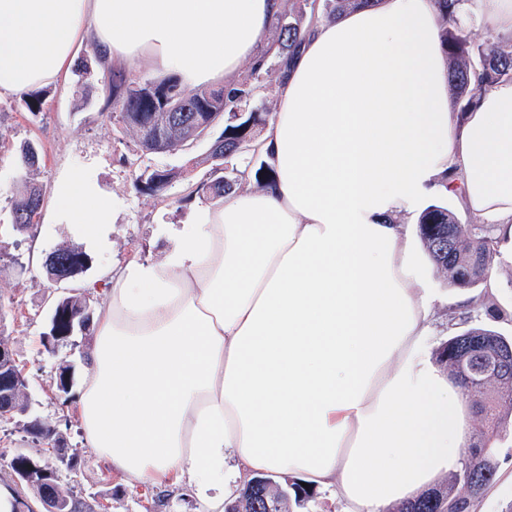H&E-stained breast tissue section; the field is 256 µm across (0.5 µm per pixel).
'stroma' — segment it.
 Masks as SVG:
<instances>
[{
	"label": "stroma",
	"mask_w": 512,
	"mask_h": 512,
	"mask_svg": "<svg viewBox=\"0 0 512 512\" xmlns=\"http://www.w3.org/2000/svg\"><path fill=\"white\" fill-rule=\"evenodd\" d=\"M108 67L93 51L92 40L77 48L65 82L49 87L42 110L29 112L20 96L0 97V340L21 361L28 382V414L57 425L67 448L80 456L79 489L88 500L111 501L112 512H197L198 502L180 486H149L122 479L112 473L108 462L85 448L80 421L74 411L86 364L92 329L74 330L67 345L51 351L44 347L54 304L74 294L97 312L105 297L102 268L137 256L156 260L161 256L156 229L161 224L186 223L191 204L186 197L192 184L207 178L211 165L204 157L210 147L202 138L176 153L142 151L132 130L112 116L108 102ZM33 143L39 150L34 170L20 169L16 159L22 145ZM198 165L185 179L172 184L166 200L138 192L133 181L140 172L154 167H178L187 159ZM93 166L101 187L118 207L112 227L109 253H88L84 271L72 281L57 284L46 274L34 253L48 255L56 248L79 246V239L65 226L37 223L19 229L13 222V206L33 181L43 188V210H50L52 187L67 169ZM424 274L434 295L437 333L428 343L436 349L446 341L448 311L456 301L457 289L424 262ZM500 286L490 303L474 304L481 326L503 336H512V260L497 266ZM67 367L69 384L57 390L51 380L59 367ZM497 477L480 499L476 512H512V449H502Z\"/></svg>",
	"instance_id": "obj_1"
}]
</instances>
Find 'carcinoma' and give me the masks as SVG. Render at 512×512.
Instances as JSON below:
<instances>
[{
	"label": "carcinoma",
	"mask_w": 512,
	"mask_h": 512,
	"mask_svg": "<svg viewBox=\"0 0 512 512\" xmlns=\"http://www.w3.org/2000/svg\"><path fill=\"white\" fill-rule=\"evenodd\" d=\"M377 0H282L274 16L271 37L262 46L255 61L229 87L204 89L192 94L175 78L162 80L134 78L122 69L110 71L108 101L118 122L132 130L141 150L147 149L144 130L158 129L156 116L174 112L182 124L178 143L193 141L200 134L201 122L208 113L221 112L224 129L210 144L208 158L228 161L242 158L250 177L260 187L272 180L274 169L270 158L262 157L257 140L270 119V112H261L253 104L263 96L268 85L284 76L304 38L307 26L317 18L325 20L356 8L370 7ZM441 18L442 46L448 59V86L453 98L461 102L459 111L466 112L477 102L481 90L504 79H512V52L501 49L494 41L475 45L463 35L456 22L460 0H435ZM481 70V84L471 85L470 74ZM260 160L254 166V160ZM189 167L146 169L136 177L139 192L165 198L173 183L185 178ZM231 189L222 177L201 181L193 193L224 197ZM42 191L34 183L25 186L14 205V221L22 229L36 223L42 207ZM418 231L428 256L449 284L469 289L487 283L500 240L492 224H460L447 208L428 207L419 219ZM488 254L486 268L468 279L475 260ZM85 253L70 246L53 251L45 261L47 272H64L74 277L82 272ZM85 301L76 298L72 306L54 311L51 327L43 336L45 344L64 346L70 338L69 315L80 311ZM435 364L452 372L462 382V395L480 406L482 428L468 438V452L448 478V484L436 488L412 502L398 503L385 512H473V507L494 482L499 468L498 444L512 435V340L497 332L471 327L448 337L435 351ZM23 431L42 446L37 455L15 454L8 462L9 470L39 467L53 471L58 466L57 446L62 443L60 431L47 429V422L35 417L23 424ZM54 491L65 502L66 512H96L75 490L71 481L57 475ZM314 495L297 482H274L261 497L246 493L228 505L229 512H293L305 509Z\"/></svg>",
	"instance_id": "obj_1"
}]
</instances>
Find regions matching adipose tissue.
I'll use <instances>...</instances> for the list:
<instances>
[{
    "mask_svg": "<svg viewBox=\"0 0 512 512\" xmlns=\"http://www.w3.org/2000/svg\"><path fill=\"white\" fill-rule=\"evenodd\" d=\"M281 0H0V96L103 61L182 85L231 84ZM512 34V0H463ZM260 149L275 177L164 224L156 261L105 270L75 398L113 473L224 512L254 475L385 512L435 487L468 435L459 387L425 357L433 300L406 219L461 196L512 246V80L453 111L434 0H378L306 32ZM50 223L99 253L112 207L91 170L61 174Z\"/></svg>",
    "mask_w": 512,
    "mask_h": 512,
    "instance_id": "adipose-tissue-1",
    "label": "adipose tissue"
}]
</instances>
